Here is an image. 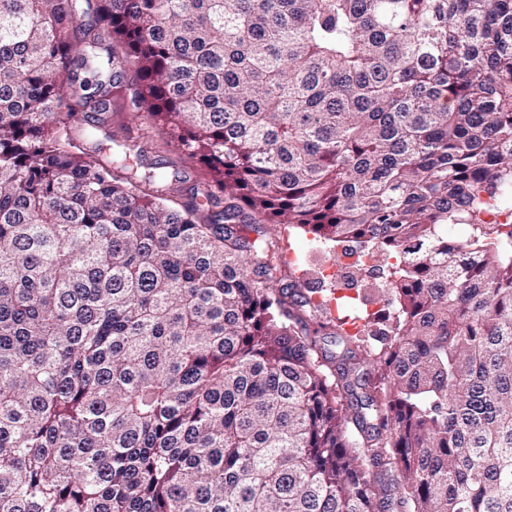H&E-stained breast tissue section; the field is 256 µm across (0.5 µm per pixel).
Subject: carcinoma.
<instances>
[{
	"label": "carcinoma",
	"instance_id": "carcinoma-1",
	"mask_svg": "<svg viewBox=\"0 0 512 512\" xmlns=\"http://www.w3.org/2000/svg\"><path fill=\"white\" fill-rule=\"evenodd\" d=\"M98 2L0 0V512H512V0ZM126 112H128V110L125 112H106L103 114L107 122L105 127H102V130L106 132H112L113 130L119 138L127 139V144L130 146L146 145L147 142L151 143V140H153L154 145L152 147H155L156 151H160L158 154L166 155L170 158L174 157V154L165 151L166 147L163 146L160 137H158L157 133L146 123V120H144V123L135 126L129 122ZM123 122L128 124L129 127H132L130 132L121 130L120 125ZM300 263L303 264V269L306 270V276L311 287L322 288L323 286V288H326L329 281H325V284H323L321 276L322 270L325 271L324 274H330L328 250L305 249L302 251Z\"/></svg>",
	"mask_w": 512,
	"mask_h": 512
}]
</instances>
